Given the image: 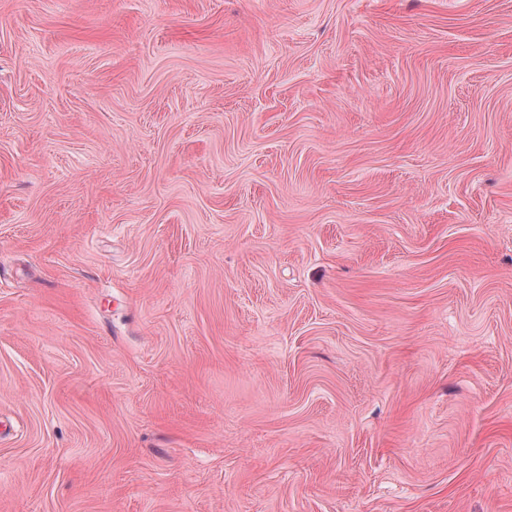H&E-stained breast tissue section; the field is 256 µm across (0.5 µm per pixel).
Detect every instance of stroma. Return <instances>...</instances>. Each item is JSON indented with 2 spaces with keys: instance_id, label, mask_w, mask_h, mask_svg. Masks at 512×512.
I'll list each match as a JSON object with an SVG mask.
<instances>
[{
  "instance_id": "1",
  "label": "stroma",
  "mask_w": 512,
  "mask_h": 512,
  "mask_svg": "<svg viewBox=\"0 0 512 512\" xmlns=\"http://www.w3.org/2000/svg\"><path fill=\"white\" fill-rule=\"evenodd\" d=\"M0 512H512V0H0Z\"/></svg>"
}]
</instances>
